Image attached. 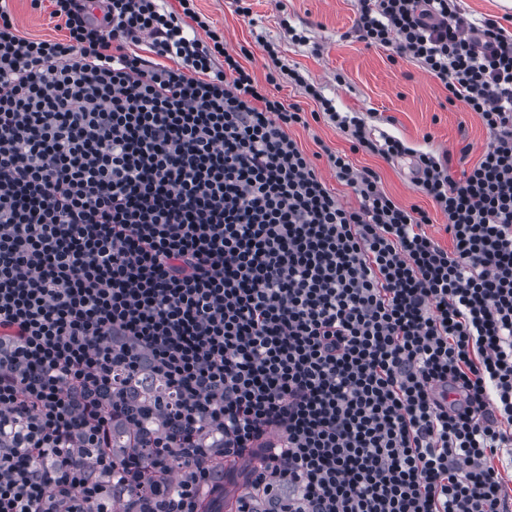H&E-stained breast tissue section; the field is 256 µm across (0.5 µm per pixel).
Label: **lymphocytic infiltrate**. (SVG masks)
<instances>
[{
  "label": "lymphocytic infiltrate",
  "instance_id": "f902f5d3",
  "mask_svg": "<svg viewBox=\"0 0 512 512\" xmlns=\"http://www.w3.org/2000/svg\"><path fill=\"white\" fill-rule=\"evenodd\" d=\"M51 2L45 39L0 0V512H115L183 473L163 510L201 512L231 474L196 420L288 512H512V34L457 0H358L360 41L480 115L458 179L298 71L317 111L271 95L275 46L258 82L195 0ZM320 118L411 157L451 248L329 150L360 200L339 204L288 134ZM144 362L179 428L131 465L97 386Z\"/></svg>",
  "mask_w": 512,
  "mask_h": 512
}]
</instances>
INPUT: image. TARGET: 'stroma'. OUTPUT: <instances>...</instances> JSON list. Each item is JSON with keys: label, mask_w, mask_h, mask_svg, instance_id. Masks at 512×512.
Masks as SVG:
<instances>
[{"label": "stroma", "mask_w": 512, "mask_h": 512, "mask_svg": "<svg viewBox=\"0 0 512 512\" xmlns=\"http://www.w3.org/2000/svg\"><path fill=\"white\" fill-rule=\"evenodd\" d=\"M250 15L237 13L233 0H196L198 10L223 31L227 49L248 48L242 61L257 80H264L268 68L261 40L279 46L287 67L295 68L309 80L318 82L338 111L367 116L376 130L406 140L414 148L458 153L463 145L471 152L465 162L454 163V173H462L480 158L490 136L479 114L462 105L449 104L439 81L417 62L392 56L382 47H368L354 33L356 0H249ZM10 7L19 30L28 37L54 38L59 34L49 13L51 4L33 9L30 0H12ZM302 31L303 42L292 41L288 27ZM289 136L309 154L322 147L348 154L358 169L377 172L386 193L404 207L417 206L430 212L427 231L444 247L452 242L444 230V217L434 212L431 201L412 179V162L393 161L378 155L354 153L349 143L330 124L310 122L295 126Z\"/></svg>", "instance_id": "1"}]
</instances>
